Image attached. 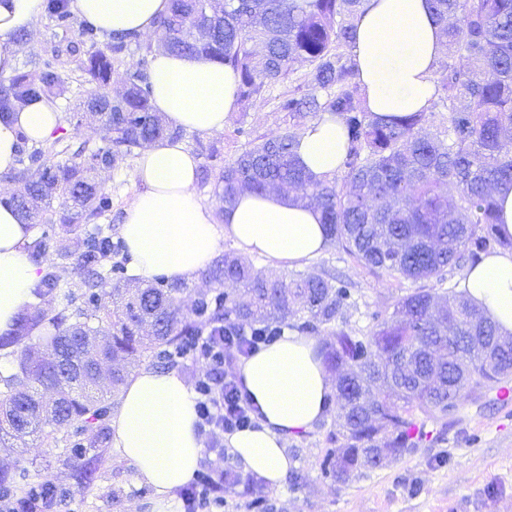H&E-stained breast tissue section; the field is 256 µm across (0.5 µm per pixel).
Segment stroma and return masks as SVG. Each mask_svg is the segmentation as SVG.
<instances>
[{"mask_svg":"<svg viewBox=\"0 0 512 512\" xmlns=\"http://www.w3.org/2000/svg\"><path fill=\"white\" fill-rule=\"evenodd\" d=\"M82 23L71 17L60 24L47 12H40L21 41L18 71H29L53 60L52 49L74 43L81 51L103 47L107 36L88 39L81 34ZM56 61V60H53ZM58 69L69 78L66 92L55 101L65 116L68 138L56 148L55 162L72 159V150L80 143L89 147L106 146L108 134L93 119L75 121L78 100L90 92L83 73L68 58L56 61ZM286 125L281 113L273 111L265 100H257L247 112H232L223 133L198 135L184 133L190 149L213 145L216 158L201 157L204 166L220 169L225 159L235 156L248 140V132L278 134ZM101 190L112 199V209L105 221L119 227L124 208L140 186L135 178V159L127 157L118 168L99 170ZM254 268L263 274L290 279L307 271H335L354 288V303L343 314L346 326L360 336L374 330V313L390 317L399 298L416 286L415 281L390 277L370 271L341 246L332 244L322 255L286 269L273 267L259 256H251ZM337 429L335 416H328L316 428L299 439L289 440L286 452L296 463L295 477L284 486L272 489L265 481H241L233 489L232 499L246 504L254 496H263L270 512H512V398L498 397L495 389H484L480 398H466L458 417L445 423L426 419L427 439L420 447L391 464L363 470L348 482L337 483L322 476L320 465L329 448V436ZM66 431L54 432L50 439L20 444L0 443V473L12 476L26 472L27 483H35L43 473L74 490L67 509L50 512H150L149 488L138 485L135 468L111 443H104L88 454L97 467V479L87 488L79 485V469L67 461Z\"/></svg>","mask_w":512,"mask_h":512,"instance_id":"1","label":"stroma"}]
</instances>
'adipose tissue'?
<instances>
[{"mask_svg": "<svg viewBox=\"0 0 512 512\" xmlns=\"http://www.w3.org/2000/svg\"><path fill=\"white\" fill-rule=\"evenodd\" d=\"M40 2L0 0V76L15 71L16 37L32 26ZM70 7L100 34L149 36L169 0H71ZM444 50L426 0H365L352 54L369 112L386 118L428 108ZM149 75L151 104L167 121L187 132H223L236 107V80L224 64L157 51ZM63 123L51 100L16 105L11 119L0 121V174L17 167L21 142L45 143ZM346 146L341 119L327 113L300 132L296 159L313 178H331L340 171ZM199 170V158L183 140H159L139 150L135 176L142 189L127 204L120 226L131 276L196 278L227 237L280 268L324 251L319 212L290 196L244 192L214 220L195 193ZM35 230L0 204V334L37 302L33 289L40 275L25 249ZM467 285L472 303L502 335L512 334V252L484 256ZM318 345L317 337L287 329L236 369L257 408V424L232 433L227 445L245 470L275 488L295 466L286 453L288 440L312 431L331 406L333 383ZM112 446L134 465L137 483L151 490V512H178L177 493L195 477L204 451L193 393L179 372L144 368L127 381L112 419Z\"/></svg>", "mask_w": 512, "mask_h": 512, "instance_id": "adipose-tissue-1", "label": "adipose tissue"}]
</instances>
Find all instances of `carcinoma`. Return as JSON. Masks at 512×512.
<instances>
[{"label":"carcinoma","instance_id":"obj_1","mask_svg":"<svg viewBox=\"0 0 512 512\" xmlns=\"http://www.w3.org/2000/svg\"><path fill=\"white\" fill-rule=\"evenodd\" d=\"M206 2L170 0L158 22L157 44L146 52L224 64L243 106L283 83L296 64L306 67L302 83L275 98V111L285 113L290 126L275 136L251 138L216 174L223 205L244 191L298 194L320 210L328 242L377 273L431 287L401 297L395 306L400 319L384 318L363 337L336 325L352 292L349 283L324 272L287 282L226 254L204 271L211 292L200 295L190 316L176 302L177 287L161 281L127 287L124 262L112 260L120 244L97 224L82 227L111 206L94 174L135 148L177 139L182 130L156 114L150 78L141 68L128 74L121 93L109 94L113 63L135 38L116 34L81 62L94 93L76 106L78 113L99 116L109 133L107 146L93 150L82 143L71 162L60 165L51 161L62 141L57 137L29 154L41 168L39 180H30L26 168L5 175L15 185L6 204L26 223L51 222L47 213L57 201V221L84 234L78 261L98 316L92 325L83 311L68 312L72 290L54 271L42 276L35 293L59 298L63 308L50 313L34 307L20 316L13 335L0 337V349H11L15 360L14 372L0 375V432L24 439L71 428L91 447L106 440L112 399L128 371H112L105 391L89 373L75 385L62 382L56 358L62 352L82 363L80 335L105 339L100 364L143 357L173 364L209 328L227 337L245 324L257 336H279L288 328L324 335L318 351L323 362L347 370L336 381V447L328 449L322 469L325 477L344 482L365 467L382 466L383 445L397 458L418 447L425 418L446 421L474 388L492 384L501 390L512 378V347L500 343L490 316L466 298L461 283L443 287L448 269H472L489 250L512 248V238L499 233L495 203L496 191L512 186V0H427L448 45L435 69L437 98L423 112L387 120L366 108L351 54L364 0H226L224 13L211 19ZM46 9L59 21L70 17L69 0H48ZM201 24L211 30L206 39L195 34ZM64 83L49 63L14 75L0 86V120L18 103L62 93ZM443 110L448 123H435ZM325 113L343 121L347 150L341 175L316 181L294 159V128ZM228 281L240 285L242 294L225 292ZM41 326L43 356L29 345ZM44 390L55 391L60 408L43 402ZM83 444L69 448V459L89 485L96 468L85 460ZM70 495L44 474L22 504L26 512H42Z\"/></svg>","mask_w":512,"mask_h":512}]
</instances>
